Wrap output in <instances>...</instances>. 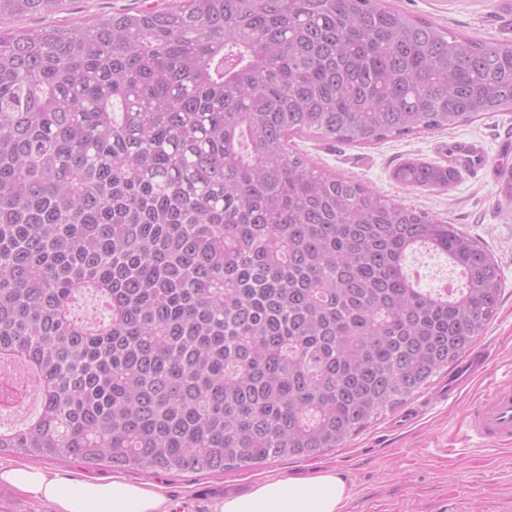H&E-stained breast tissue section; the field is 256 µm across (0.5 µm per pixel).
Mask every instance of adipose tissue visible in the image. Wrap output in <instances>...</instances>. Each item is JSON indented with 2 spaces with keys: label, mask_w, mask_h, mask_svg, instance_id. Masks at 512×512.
<instances>
[{
  "label": "adipose tissue",
  "mask_w": 512,
  "mask_h": 512,
  "mask_svg": "<svg viewBox=\"0 0 512 512\" xmlns=\"http://www.w3.org/2000/svg\"><path fill=\"white\" fill-rule=\"evenodd\" d=\"M0 483L49 503L53 512H169L158 485L86 481L70 486L61 474L37 466H0ZM347 483L328 470L309 480H267L224 498L215 512H342Z\"/></svg>",
  "instance_id": "1"
}]
</instances>
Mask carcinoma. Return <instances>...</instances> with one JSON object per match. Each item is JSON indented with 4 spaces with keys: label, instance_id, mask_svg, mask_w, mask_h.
I'll use <instances>...</instances> for the list:
<instances>
[{
    "label": "carcinoma",
    "instance_id": "carcinoma-1",
    "mask_svg": "<svg viewBox=\"0 0 512 512\" xmlns=\"http://www.w3.org/2000/svg\"><path fill=\"white\" fill-rule=\"evenodd\" d=\"M64 0H0V20ZM512 112V42L387 0H171L0 30V366L41 410L0 454L146 473L309 459L455 365L494 316L487 246L288 149ZM408 187L456 174L407 161ZM421 250L461 273L414 286ZM99 297L102 318L73 315Z\"/></svg>",
    "mask_w": 512,
    "mask_h": 512
}]
</instances>
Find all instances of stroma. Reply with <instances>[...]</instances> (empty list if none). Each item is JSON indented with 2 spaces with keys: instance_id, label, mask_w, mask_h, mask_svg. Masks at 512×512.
Masks as SVG:
<instances>
[{
  "instance_id": "1",
  "label": "stroma",
  "mask_w": 512,
  "mask_h": 512,
  "mask_svg": "<svg viewBox=\"0 0 512 512\" xmlns=\"http://www.w3.org/2000/svg\"><path fill=\"white\" fill-rule=\"evenodd\" d=\"M395 8L439 28L488 42H503V20L512 0H388ZM167 0H66L65 24ZM481 140L492 162L479 177L461 174L446 189L408 188L393 178L409 160L444 161V145L458 138ZM291 149L317 169L366 185L381 199L416 207L481 239L503 270L505 290L479 341L495 356L488 371L448 399V377L433 383L382 416L343 447L312 459L275 458L263 465L209 472H162L91 466L74 458L44 460V467L79 483L89 479L162 486L172 512H214L217 501L249 492L266 479H309L333 469L348 485L343 512H461L471 501L493 506L512 498V444L486 442L468 434L472 406L491 382L512 376V203L498 189L496 173L512 169V112H494L465 125L370 145L333 142L295 134Z\"/></svg>"
}]
</instances>
